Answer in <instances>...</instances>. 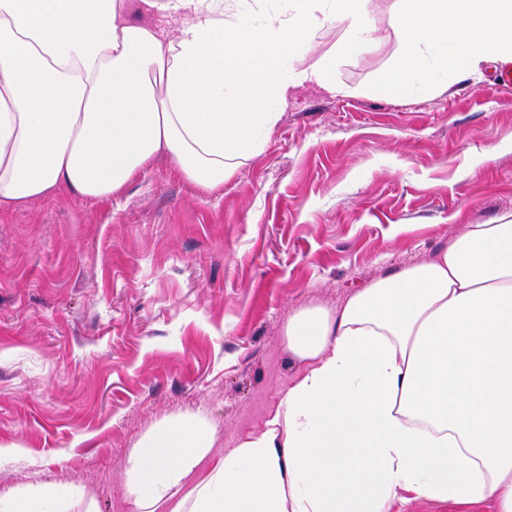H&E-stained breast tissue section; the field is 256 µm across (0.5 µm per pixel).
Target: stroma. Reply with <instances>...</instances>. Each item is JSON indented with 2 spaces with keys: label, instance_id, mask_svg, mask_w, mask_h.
I'll list each match as a JSON object with an SVG mask.
<instances>
[{
  "label": "stroma",
  "instance_id": "obj_1",
  "mask_svg": "<svg viewBox=\"0 0 512 512\" xmlns=\"http://www.w3.org/2000/svg\"><path fill=\"white\" fill-rule=\"evenodd\" d=\"M397 0H368L371 42L327 22L307 53L340 91L294 89L263 151L221 191L158 159L109 201L68 190L0 209V495L32 472L130 512L123 462L190 413L216 450L259 432L297 375L296 310L434 256L512 213V77L482 65L386 85Z\"/></svg>",
  "mask_w": 512,
  "mask_h": 512
}]
</instances>
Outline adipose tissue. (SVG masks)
I'll return each instance as SVG.
<instances>
[{
    "instance_id": "ef3b65f1",
    "label": "adipose tissue",
    "mask_w": 512,
    "mask_h": 512,
    "mask_svg": "<svg viewBox=\"0 0 512 512\" xmlns=\"http://www.w3.org/2000/svg\"><path fill=\"white\" fill-rule=\"evenodd\" d=\"M367 0H0V207L57 190L120 193L160 156L223 188L277 123L291 89L335 92L332 60L302 49L333 17L346 51L371 40ZM396 86L431 59L512 66V0H401ZM282 334L303 371L262 431L216 452L205 418L163 421L129 451L131 512H391L412 493L512 512V213L469 224L433 258L371 281L335 310L307 306ZM98 512L37 480L0 512Z\"/></svg>"
}]
</instances>
